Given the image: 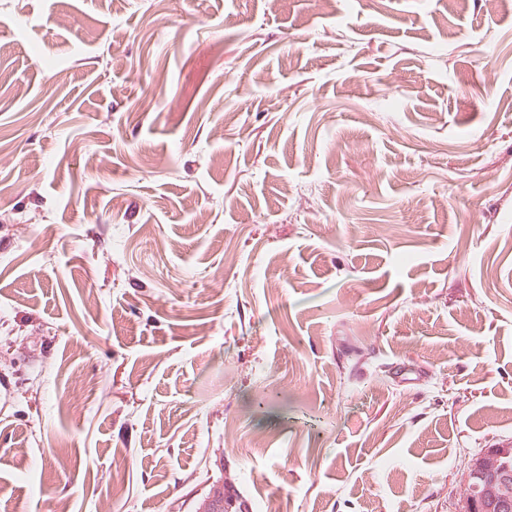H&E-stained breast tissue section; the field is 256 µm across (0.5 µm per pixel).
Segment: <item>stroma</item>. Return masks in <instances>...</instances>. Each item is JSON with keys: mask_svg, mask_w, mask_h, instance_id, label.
<instances>
[{"mask_svg": "<svg viewBox=\"0 0 512 512\" xmlns=\"http://www.w3.org/2000/svg\"><path fill=\"white\" fill-rule=\"evenodd\" d=\"M508 446L512 0H0V512H464Z\"/></svg>", "mask_w": 512, "mask_h": 512, "instance_id": "35a3bbf8", "label": "stroma"}]
</instances>
